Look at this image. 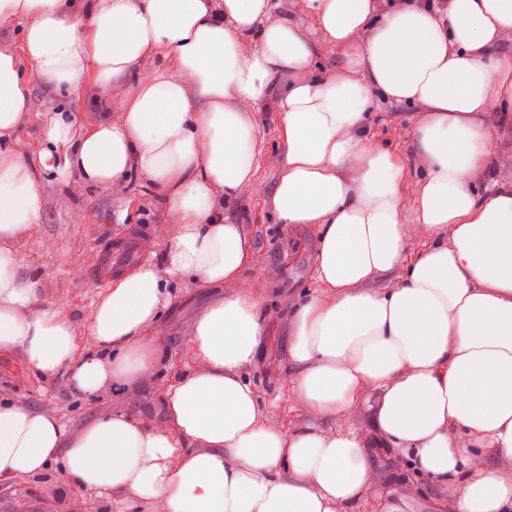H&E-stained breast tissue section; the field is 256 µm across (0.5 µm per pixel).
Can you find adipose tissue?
Masks as SVG:
<instances>
[{
    "label": "adipose tissue",
    "mask_w": 512,
    "mask_h": 512,
    "mask_svg": "<svg viewBox=\"0 0 512 512\" xmlns=\"http://www.w3.org/2000/svg\"><path fill=\"white\" fill-rule=\"evenodd\" d=\"M330 42L362 76L313 65V46L276 0H91L86 20L63 0H0V20L25 23L24 45L47 83L80 89L128 79L119 116L75 133L49 119L58 172L116 183L129 167L165 193L166 268L144 264L113 279L93 308L92 344L37 283L8 241L41 220L34 169L12 133L34 102L13 56L0 53V351L33 371L67 373L91 395L149 372L157 350L143 335L171 281L193 276L234 290L198 316V369L164 388L167 427L123 413L74 435L47 414L0 402V481L62 465L95 495L132 492L157 512H352L369 489L372 459L357 431L285 432L262 419L252 364L263 308L239 275L254 247L226 223V201L252 192L259 127L269 98L283 149L271 201L281 224H315L319 293L291 311L288 356L296 397L318 417L373 403L374 425L398 458L447 488L456 512H512V184L485 199L471 186L486 133L479 115L512 102V0H450L441 12L413 0L375 21L374 0H305ZM163 62L147 74L148 53ZM419 103L426 173L416 208L404 168L369 136L373 95ZM427 241L405 256L411 230ZM396 273L388 288L372 280Z\"/></svg>",
    "instance_id": "adipose-tissue-1"
}]
</instances>
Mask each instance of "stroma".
I'll use <instances>...</instances> for the list:
<instances>
[{
    "mask_svg": "<svg viewBox=\"0 0 512 512\" xmlns=\"http://www.w3.org/2000/svg\"><path fill=\"white\" fill-rule=\"evenodd\" d=\"M276 18L291 20L311 35L318 67L328 72L348 65L345 49L318 37L314 18L304 0H278ZM23 58L21 70L32 97L38 104L16 127L13 139L27 157L38 159L46 147L45 116L50 110L69 112L76 132H83L110 115L111 95L105 94L95 76L84 87L66 93L48 87L32 62L24 58L23 25L12 21L0 25V49ZM370 134L375 142L390 149L405 168L402 193L415 200L425 166L416 150L417 128L427 117L421 106H397L376 99ZM259 125L257 151L259 192L244 195L225 207L230 222L242 225L252 239V264L242 274L255 290L270 318L256 361L242 368L243 377L253 381L262 403V415L293 432L314 419L292 392L296 373L288 359L291 332L288 312L301 298L318 291L314 278L318 228L313 224L276 223L270 206L273 184L278 177L277 157L279 112L276 100L266 101L256 112ZM42 218L39 224L12 241L26 271L38 277L39 301L63 305L77 325H85L93 305L106 294L107 284L93 273V259L100 247L122 242L139 230L138 247L147 262L165 267L167 203L162 193L137 171H127L121 189L92 185L78 173L59 176L55 167L37 169ZM477 191L493 183L512 182V120L502 121L489 139L485 164L475 172ZM226 286L208 285L191 279L173 281L170 301L158 322L144 339L160 353L155 371L137 375L126 384H108L89 397L74 394L63 376L43 377L28 368L15 352H0V399L51 414L76 433L94 419L125 413L154 428L165 427L161 389L177 377L194 371L198 363L189 351L194 322L207 306L229 294ZM375 479L355 512H381L390 504L399 512H433L434 502L447 496L424 479L402 474L386 449H372ZM77 488L69 486L63 472L0 485V512H13L16 498H24L29 512H76Z\"/></svg>",
    "mask_w": 512,
    "mask_h": 512,
    "instance_id": "stroma-1",
    "label": "stroma"
}]
</instances>
